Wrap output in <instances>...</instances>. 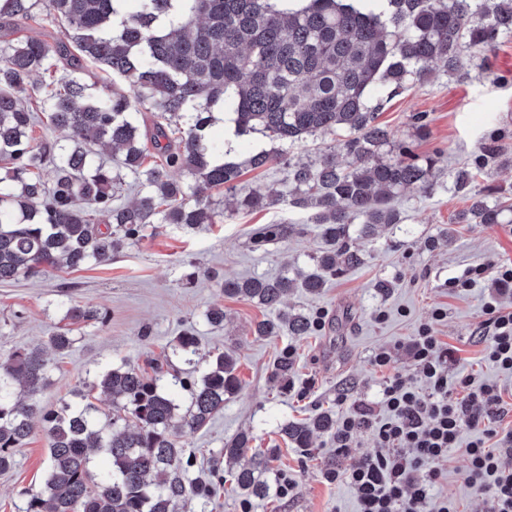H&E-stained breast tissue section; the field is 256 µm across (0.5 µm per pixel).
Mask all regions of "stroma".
I'll use <instances>...</instances> for the list:
<instances>
[{
	"mask_svg": "<svg viewBox=\"0 0 512 512\" xmlns=\"http://www.w3.org/2000/svg\"><path fill=\"white\" fill-rule=\"evenodd\" d=\"M428 115V136L415 135L411 117ZM399 143H414L416 153L438 157L441 171L471 158L484 141L494 139L509 160L478 178V185L494 184L512 197V38L501 42L488 58L467 51L456 75H442L417 84L388 102L379 116ZM232 122L215 124V136L234 139L231 161L243 164L240 190H265L282 176L280 167H245L249 154L271 149L260 134L234 136ZM224 219L184 230L173 224L148 229L137 242L125 246L112 262L78 270H48L35 278L0 284V358L16 348L47 346L54 327L61 325L65 303L98 309L101 324L73 325V345L63 356H52V383L33 399L47 410L89 394L100 412L112 410L110 399L92 394L88 385L120 361L147 367L165 362L180 332L194 328L203 349L220 348L236 362L240 391L205 428L182 429L178 442L195 452L198 466H206L226 441L247 433L254 449L272 450V468L288 477V497L270 494L263 500L247 497L225 482L214 498L212 512H356L354 491L326 482L330 469L345 470L373 454V435H357L346 453H338L333 436L316 433L309 450L296 448L280 435L282 423L328 411L342 416L356 405H377L386 377L397 375L420 385V374L408 344L421 324L433 323L448 347V376L474 371L476 376L500 380L512 390V379L499 378L483 362L488 342L484 302L488 297L512 304V286L504 288L488 273L480 288L452 293L448 280L478 264L512 262V224H456L453 216L467 207L465 197L440 188L424 197L403 193L399 209L403 221L383 226L372 239L358 240L364 262L338 278L329 279L319 296L302 289L288 292L281 309L321 317L309 335L288 333L262 337L254 332L266 309L253 302L226 297L221 284L228 278L277 276L285 265L310 272L323 243L311 213L294 208L228 211L222 192L211 191ZM285 222L287 240L257 247L253 235L266 224ZM388 280L389 295L376 285ZM221 304L224 323L209 325L208 307ZM444 309L433 321L434 309ZM391 347L395 353L384 368L374 367L373 355ZM293 352L287 381L274 379V365L285 350ZM48 440L42 423L16 457L15 467L0 473V512H17L19 493L40 489L45 477ZM444 476L436 492L457 505V512H488L484 495L466 481L468 460L462 450L442 462Z\"/></svg>",
	"mask_w": 512,
	"mask_h": 512,
	"instance_id": "obj_1",
	"label": "stroma"
}]
</instances>
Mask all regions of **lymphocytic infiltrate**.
Returning a JSON list of instances; mask_svg holds the SVG:
<instances>
[{
    "label": "lymphocytic infiltrate",
    "instance_id": "f902f5d3",
    "mask_svg": "<svg viewBox=\"0 0 512 512\" xmlns=\"http://www.w3.org/2000/svg\"><path fill=\"white\" fill-rule=\"evenodd\" d=\"M484 311L490 340L483 357L512 374V309L492 299ZM442 317V310H435L411 340L427 389L412 388L397 376L387 378L380 408L355 409L336 426L341 450L364 432L377 443L376 452L358 464L325 474L328 482L355 490L358 512H455L437 505L435 489L443 477L440 461L459 447L469 461L467 482L486 497L489 512H512V468L501 462L502 455L512 452V426L501 424L512 403L505 401L500 385L477 381L473 374L449 381L448 351L433 327ZM466 429L473 437L465 442L461 433Z\"/></svg>",
    "mask_w": 512,
    "mask_h": 512
}]
</instances>
